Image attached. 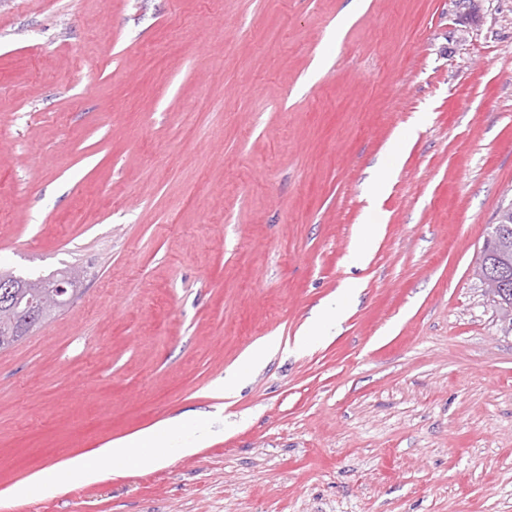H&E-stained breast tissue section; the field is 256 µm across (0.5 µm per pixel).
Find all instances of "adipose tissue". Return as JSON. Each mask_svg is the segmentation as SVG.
Instances as JSON below:
<instances>
[{
	"label": "adipose tissue",
	"mask_w": 512,
	"mask_h": 512,
	"mask_svg": "<svg viewBox=\"0 0 512 512\" xmlns=\"http://www.w3.org/2000/svg\"><path fill=\"white\" fill-rule=\"evenodd\" d=\"M170 428H154L137 434L133 439L115 441L97 449L94 460H75L67 464V479L72 483H92L105 477L112 471V461L122 458L140 469L158 468L164 457L163 449L185 456L194 453L209 439L206 429H197L191 440L178 442Z\"/></svg>",
	"instance_id": "adipose-tissue-1"
}]
</instances>
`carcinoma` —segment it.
<instances>
[{
	"mask_svg": "<svg viewBox=\"0 0 512 512\" xmlns=\"http://www.w3.org/2000/svg\"><path fill=\"white\" fill-rule=\"evenodd\" d=\"M498 224L508 228V236L500 243L494 255L481 251L477 274L486 280L488 272L505 269L509 273L506 296L495 295L499 306L504 310L512 308V205L500 213ZM80 273L73 268L57 270L43 278L32 279L10 270H0V281L14 284L13 294L7 295L0 288V350L8 348L33 330L34 327L54 317L71 299L77 295ZM61 280L69 281L68 292L55 301L48 299L40 303V298L50 292V286Z\"/></svg>",
	"mask_w": 512,
	"mask_h": 512,
	"instance_id": "obj_1",
	"label": "carcinoma"
}]
</instances>
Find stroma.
<instances>
[{
  "instance_id": "obj_1",
  "label": "stroma",
  "mask_w": 512,
  "mask_h": 512,
  "mask_svg": "<svg viewBox=\"0 0 512 512\" xmlns=\"http://www.w3.org/2000/svg\"><path fill=\"white\" fill-rule=\"evenodd\" d=\"M511 204L512 0H0V265L84 273L0 351V496L211 434L0 512H512V321L476 274ZM406 142L405 137H395L387 146V154L391 160V163L381 168L373 179V186H379L385 184L395 172V161L400 157L402 148ZM336 310L332 314L329 309L323 311L319 316L312 319L310 328L296 336L294 345L297 349H304L315 342H321L330 336V330L333 327V322H336ZM174 431L171 428H154L137 434L131 440L115 441L98 448L95 453L94 461L75 460L66 466L68 482L71 483H92L105 477L112 472L113 467L122 466L120 459L124 458L143 470H153L158 468L165 459L163 454L151 452H133L132 448H142L145 445H151L152 448H170V453L179 456L190 455L198 447L205 444L209 439V433L205 428L197 429L191 441L184 440L176 442L173 437Z\"/></svg>"
}]
</instances>
